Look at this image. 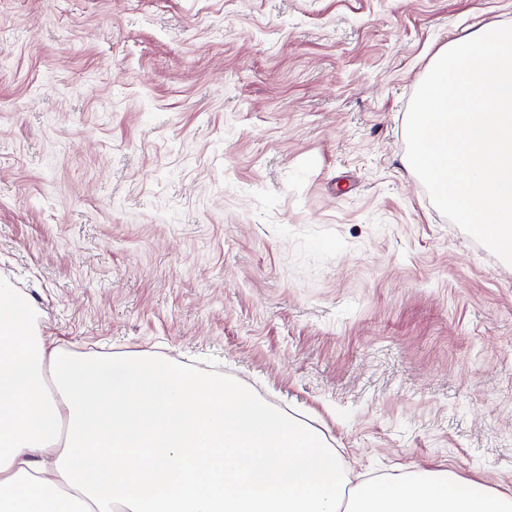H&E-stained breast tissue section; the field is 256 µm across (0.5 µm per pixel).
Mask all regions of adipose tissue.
<instances>
[{
    "label": "adipose tissue",
    "mask_w": 512,
    "mask_h": 512,
    "mask_svg": "<svg viewBox=\"0 0 512 512\" xmlns=\"http://www.w3.org/2000/svg\"><path fill=\"white\" fill-rule=\"evenodd\" d=\"M512 512L418 467L353 483L326 437L244 386L150 351L80 356L0 279V512Z\"/></svg>",
    "instance_id": "1"
}]
</instances>
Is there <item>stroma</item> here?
Wrapping results in <instances>:
<instances>
[{"label":"stroma","mask_w":512,"mask_h":512,"mask_svg":"<svg viewBox=\"0 0 512 512\" xmlns=\"http://www.w3.org/2000/svg\"><path fill=\"white\" fill-rule=\"evenodd\" d=\"M512 0H0V276L323 432L354 481L512 496V265L406 165L433 55Z\"/></svg>","instance_id":"stroma-1"}]
</instances>
